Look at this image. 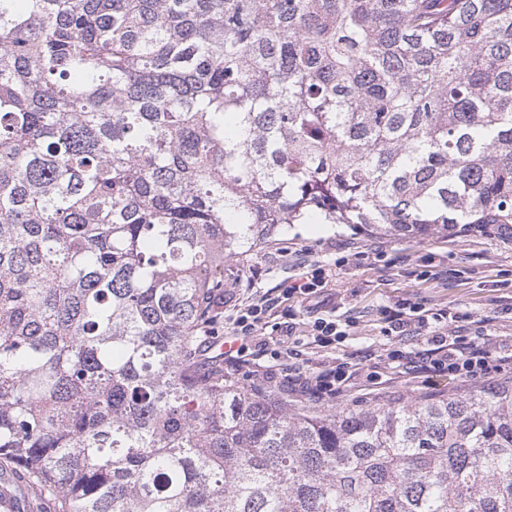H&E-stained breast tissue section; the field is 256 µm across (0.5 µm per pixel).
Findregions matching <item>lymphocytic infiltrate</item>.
Wrapping results in <instances>:
<instances>
[{
  "label": "lymphocytic infiltrate",
  "mask_w": 512,
  "mask_h": 512,
  "mask_svg": "<svg viewBox=\"0 0 512 512\" xmlns=\"http://www.w3.org/2000/svg\"><path fill=\"white\" fill-rule=\"evenodd\" d=\"M271 309V300L265 298L245 305L233 316L230 335L232 341L239 344L232 358L234 365L254 359L250 338L266 328ZM463 319L459 312L429 308L417 301L405 300L386 309L383 313L386 333L401 339L423 334L430 337L429 348L420 351L418 356L396 347L387 351V361L410 371L444 374L457 382H485L512 373V350H502L488 341L463 335ZM357 370L356 363L343 359L306 375L288 371L283 380L292 391L320 403L340 396Z\"/></svg>",
  "instance_id": "lymphocytic-infiltrate-1"
}]
</instances>
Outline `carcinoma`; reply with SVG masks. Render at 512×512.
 I'll return each instance as SVG.
<instances>
[{
    "instance_id": "carcinoma-1",
    "label": "carcinoma",
    "mask_w": 512,
    "mask_h": 512,
    "mask_svg": "<svg viewBox=\"0 0 512 512\" xmlns=\"http://www.w3.org/2000/svg\"><path fill=\"white\" fill-rule=\"evenodd\" d=\"M512 223V0H0V469L57 512H512V381L299 411L199 358L290 224Z\"/></svg>"
}]
</instances>
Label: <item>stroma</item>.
I'll return each instance as SVG.
<instances>
[{
	"mask_svg": "<svg viewBox=\"0 0 512 512\" xmlns=\"http://www.w3.org/2000/svg\"><path fill=\"white\" fill-rule=\"evenodd\" d=\"M310 251L312 259L329 263L327 311L348 322L347 335L336 348L314 351L307 346L310 318L307 304L295 296L278 303L271 322L296 316L299 345L289 351L278 336L265 337L257 363L245 366L235 380L252 388L266 384L285 365L309 373L325 364L353 358L359 374L331 410H364L387 403L420 401L440 394L478 390L475 382L460 384L444 375L402 377L385 362L387 349H425L422 337L397 340L385 335L384 309L404 299L430 308H453L471 314L466 335L488 339L493 346L512 344V231L490 224L436 230L415 238L374 234L348 224H292L276 241L224 264V313L251 298L276 294L298 271L294 254ZM432 279H424V272ZM0 495L8 507L0 512H54L50 497H34L25 475L0 472Z\"/></svg>",
	"mask_w": 512,
	"mask_h": 512,
	"instance_id": "35a3bbf8",
	"label": "stroma"
}]
</instances>
